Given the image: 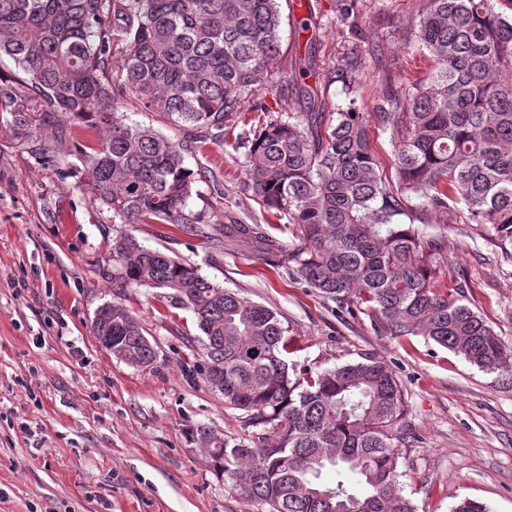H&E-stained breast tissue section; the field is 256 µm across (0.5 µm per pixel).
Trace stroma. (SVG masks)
Here are the masks:
<instances>
[{
  "mask_svg": "<svg viewBox=\"0 0 512 512\" xmlns=\"http://www.w3.org/2000/svg\"><path fill=\"white\" fill-rule=\"evenodd\" d=\"M423 3L357 0L349 19L341 0H283L273 93L298 77L295 59L311 55L317 66L306 82L322 111L334 112L351 59L358 105L373 111L385 72L408 81L433 69L414 37ZM302 18L309 29L299 28ZM186 164L208 172L187 204L207 237L116 224L93 203L76 157L43 162L0 113V512H262L225 490L192 439L200 425L231 442L247 431L193 372L191 313L168 306L158 289L112 286V240L124 232L275 311L289 329V361L315 371L368 358L391 365L407 402L399 469L417 512H450L465 498L512 512V371H484L423 337L375 328L235 232L264 224L283 244L298 243L293 225L254 198L234 136L206 143ZM415 228L440 238L444 272L463 279L473 309L512 350V257L477 235L461 207L452 218L425 212ZM112 301L141 322L159 353L155 368L98 346L92 319Z\"/></svg>",
  "mask_w": 512,
  "mask_h": 512,
  "instance_id": "stroma-1",
  "label": "stroma"
}]
</instances>
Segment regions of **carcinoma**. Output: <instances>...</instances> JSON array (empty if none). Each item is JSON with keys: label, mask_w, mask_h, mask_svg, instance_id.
<instances>
[{"label": "carcinoma", "mask_w": 512, "mask_h": 512, "mask_svg": "<svg viewBox=\"0 0 512 512\" xmlns=\"http://www.w3.org/2000/svg\"><path fill=\"white\" fill-rule=\"evenodd\" d=\"M281 22L279 0H0V55L21 72L0 79V112L27 143L53 128L50 146L36 151L48 160L76 152L92 200L112 220L200 236V218L186 206L205 172L186 166V155L223 142L248 93L261 113L242 142L250 189L295 226L299 245L260 224L235 230L393 336H421L485 371L511 366L512 353L465 303L462 283L441 287L440 243L400 217L451 214L462 204L468 223L502 250L512 246V17L495 0H425L415 38L433 72L403 92L386 80L373 114L391 132L396 186L370 150L373 115L360 111L354 77L343 82L346 104L333 124L313 111L318 90L305 83L294 89L312 111L266 104ZM126 105L158 114L183 141L126 123ZM72 121L86 125L81 147ZM112 254L115 287L162 289L168 306L193 314L199 374L242 411L249 432L239 441L193 430L228 489L266 512H416L400 482L405 395L389 364L290 365L288 328L273 310L131 234L112 240ZM92 329L98 340L112 337L113 357L157 364L154 344L121 303L97 310ZM326 470L336 473L332 486L321 481Z\"/></svg>", "instance_id": "1"}]
</instances>
